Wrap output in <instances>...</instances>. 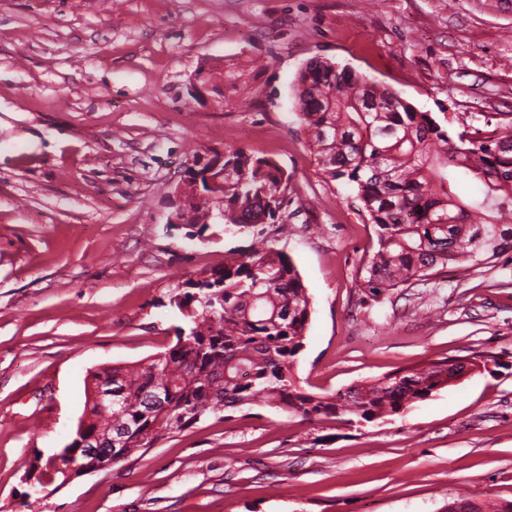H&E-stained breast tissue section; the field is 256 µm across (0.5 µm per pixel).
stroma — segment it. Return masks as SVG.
<instances>
[{
	"label": "stroma",
	"mask_w": 512,
	"mask_h": 512,
	"mask_svg": "<svg viewBox=\"0 0 512 512\" xmlns=\"http://www.w3.org/2000/svg\"><path fill=\"white\" fill-rule=\"evenodd\" d=\"M316 57L452 131L512 116V0H0V512L512 502V251L371 300L356 270L373 227L292 113ZM213 69L222 92L190 98ZM237 148L290 176L263 233L311 301L299 386L330 395L445 357L486 369L373 423L228 409L26 504L25 475L70 442L91 373L173 345L175 284L248 254L250 233L207 242L167 224V185L193 154Z\"/></svg>",
	"instance_id": "35a3bbf8"
}]
</instances>
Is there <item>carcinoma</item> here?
<instances>
[{
    "label": "carcinoma",
    "mask_w": 512,
    "mask_h": 512,
    "mask_svg": "<svg viewBox=\"0 0 512 512\" xmlns=\"http://www.w3.org/2000/svg\"><path fill=\"white\" fill-rule=\"evenodd\" d=\"M294 107L325 175L352 185L369 217L377 249L356 271L372 298L416 282L488 264L512 250V119L466 125L452 135L397 92L330 60H312L295 84ZM478 193H459L461 182ZM288 174L272 159L224 152L212 185L184 190L189 236L209 240L259 217L281 213ZM258 239L246 256L175 285L170 302L185 325L176 343L150 360L91 374L93 392L112 388L103 416L86 400L68 461H84L81 443L104 429L123 431L122 457L153 447L226 408L256 401L305 420L333 415L374 422L398 415L448 385L443 358L316 397L297 386L295 358L309 324L310 300L284 252ZM210 296L214 304L204 306Z\"/></svg>",
    "instance_id": "carcinoma-1"
}]
</instances>
